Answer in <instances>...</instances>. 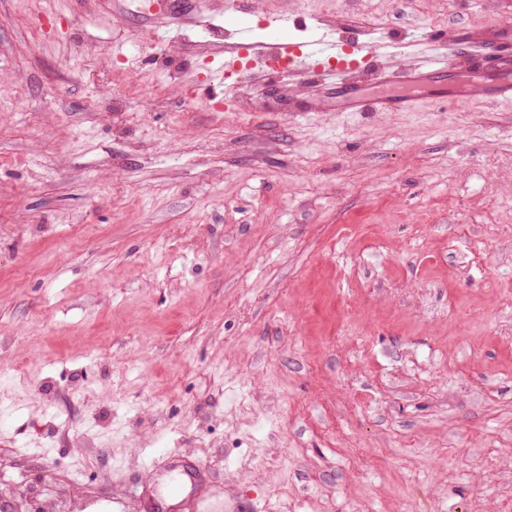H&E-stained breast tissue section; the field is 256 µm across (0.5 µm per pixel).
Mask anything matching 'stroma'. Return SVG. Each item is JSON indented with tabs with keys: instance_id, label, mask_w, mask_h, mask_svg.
Returning <instances> with one entry per match:
<instances>
[{
	"instance_id": "1",
	"label": "stroma",
	"mask_w": 512,
	"mask_h": 512,
	"mask_svg": "<svg viewBox=\"0 0 512 512\" xmlns=\"http://www.w3.org/2000/svg\"><path fill=\"white\" fill-rule=\"evenodd\" d=\"M178 6L0 0V512H145L169 453L266 512H512V100L209 91L228 0ZM249 7L372 45L369 96L512 56V0ZM452 70L451 61L444 60L438 63L427 64L424 67L402 68L396 72L379 73L376 77L377 83L400 89H414L422 84H427L436 79L448 76Z\"/></svg>"
}]
</instances>
